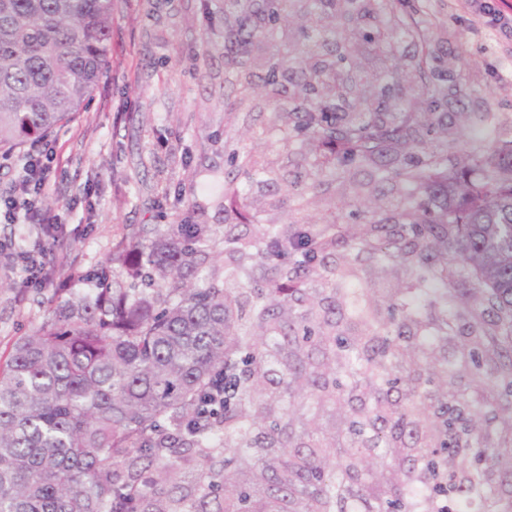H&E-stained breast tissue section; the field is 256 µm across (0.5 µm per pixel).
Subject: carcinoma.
Returning a JSON list of instances; mask_svg holds the SVG:
<instances>
[{
  "label": "carcinoma",
  "instance_id": "obj_1",
  "mask_svg": "<svg viewBox=\"0 0 512 512\" xmlns=\"http://www.w3.org/2000/svg\"><path fill=\"white\" fill-rule=\"evenodd\" d=\"M119 0H0V159L25 153L86 111L109 68ZM224 15L231 43L261 36L294 60L280 30L292 0H252ZM341 17L378 18L388 0H322ZM314 8L307 53L323 46ZM350 88L336 61L312 66L289 112L322 149L310 189L357 157L405 185L400 220L350 237L323 224L224 225V252L206 224H131L112 242V273L92 287L55 288L43 320L0 362V512H442L463 497L512 512V435L480 425V402L512 414V140L479 186L448 175L447 158L405 112L386 124L363 104L336 120ZM470 129L499 136L497 116ZM251 178L271 170L234 157ZM344 249L409 263L412 288L379 293L339 282L327 259ZM264 270L262 283L246 278ZM222 285H217L219 277ZM469 283L462 304L450 285ZM491 317L454 338L460 306ZM472 385L451 394L460 369ZM235 391L208 400L218 380ZM342 414L337 438L296 433L294 419ZM206 467L171 494L146 472L172 473L187 453Z\"/></svg>",
  "mask_w": 512,
  "mask_h": 512
}]
</instances>
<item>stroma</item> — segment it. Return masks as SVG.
<instances>
[{"instance_id": "1", "label": "stroma", "mask_w": 512, "mask_h": 512, "mask_svg": "<svg viewBox=\"0 0 512 512\" xmlns=\"http://www.w3.org/2000/svg\"><path fill=\"white\" fill-rule=\"evenodd\" d=\"M223 6L224 0H124L114 21L107 80L89 109L50 142L55 174L44 197L68 229L51 257L57 277L73 266L101 269L126 225L153 223L160 212L171 222L193 210L198 222L219 233L239 223L224 201L235 148L250 151L277 178L273 186L259 177L239 178L253 223L338 216L361 231L390 217L398 185L361 162L348 164L353 185L340 187L328 176L307 189L317 164L309 139L295 133L282 142L274 133L287 122L280 103L313 60L269 76L266 62L275 50L266 40L254 38L241 54L225 47ZM455 9L454 0H413L412 7L385 16L409 28L411 37L380 47L348 22L343 40L325 51L345 53V75L359 83L381 119L391 120L402 107L424 113L423 137L447 153L449 168L471 167L479 182L495 146L473 139L469 117L497 113L505 139H512V55L492 33H471ZM423 45L433 55L425 70L414 62ZM388 61L397 63L396 75L383 70ZM244 69L258 93L240 94ZM352 267L372 288L410 285L397 261L380 267L363 255ZM51 294L48 287L23 286L10 252H0L1 352L41 323Z\"/></svg>"}]
</instances>
